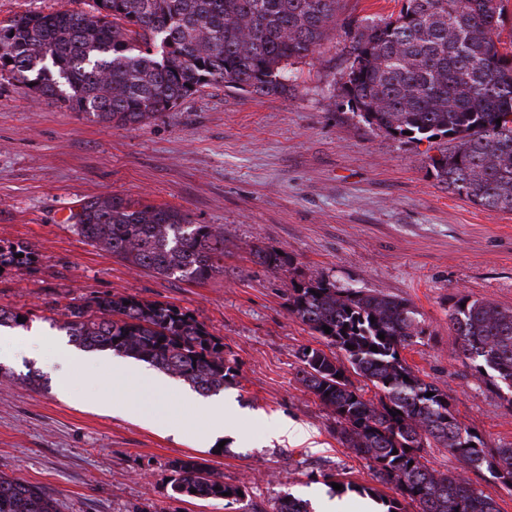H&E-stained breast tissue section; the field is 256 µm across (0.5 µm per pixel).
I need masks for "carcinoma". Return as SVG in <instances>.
<instances>
[{"label": "carcinoma", "mask_w": 512, "mask_h": 512, "mask_svg": "<svg viewBox=\"0 0 512 512\" xmlns=\"http://www.w3.org/2000/svg\"><path fill=\"white\" fill-rule=\"evenodd\" d=\"M339 2L101 0L89 11L28 13L0 27V72L29 85L34 97L105 125L142 123L214 82L284 95L288 66L314 53L338 25ZM504 22L502 0H401L395 17L340 24L349 41L340 86L349 109L396 139L438 138L446 147L428 157L429 172L489 211H512V58L499 49ZM69 220L84 241L133 268L194 283L224 273V233L192 223L179 208L112 195L81 203ZM253 258L273 270L288 266V255L275 250L257 248ZM35 261L23 245H0V266ZM288 310L326 346L298 351L299 381L334 415L337 440L371 462L373 481L395 491L385 512H501L497 491L480 488L469 473L485 470L511 494L512 446L485 447L458 420L448 391L406 363L402 351L423 334L407 301L314 275L292 289ZM62 316L72 343L137 359L203 395L236 378L222 339L177 306L112 295L69 306ZM448 325L474 376L505 388L512 409V309L463 295ZM353 375L374 395L365 397ZM396 410L401 414L392 415ZM432 445L448 449L459 469L431 468L420 451ZM169 467L180 497L222 500L228 509L246 492L205 461L177 458ZM0 512H59V505L37 485L0 476ZM274 512L308 509L287 493Z\"/></svg>", "instance_id": "obj_1"}]
</instances>
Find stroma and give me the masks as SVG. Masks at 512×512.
I'll return each mask as SVG.
<instances>
[{"instance_id": "stroma-1", "label": "stroma", "mask_w": 512, "mask_h": 512, "mask_svg": "<svg viewBox=\"0 0 512 512\" xmlns=\"http://www.w3.org/2000/svg\"><path fill=\"white\" fill-rule=\"evenodd\" d=\"M341 29L290 68L288 93L256 96L212 83L138 125L33 97L0 73V245L37 261L0 271V306L28 313L22 334L42 344L0 355V475L42 487L60 512H225L220 500L175 498L169 460H204L243 484L244 512H272L284 493L311 512L342 499L330 471L371 485L368 460L342 447L335 422L299 382L298 351L322 340L288 311L294 286L320 274L408 300L424 334L403 356L448 390L458 420L485 447L512 445L504 394L474 377L454 351L448 313L466 294L512 309V211L491 212L448 191L427 170L435 142L367 128L340 95ZM114 194L184 210L224 233V272L187 283L129 267L85 242L64 219ZM285 252L288 268L252 262L253 246ZM134 295L190 310L224 342L237 370L221 391V452L199 447L208 414L170 420L182 434L99 408L106 373L65 361V307ZM294 434L282 437V426Z\"/></svg>"}]
</instances>
